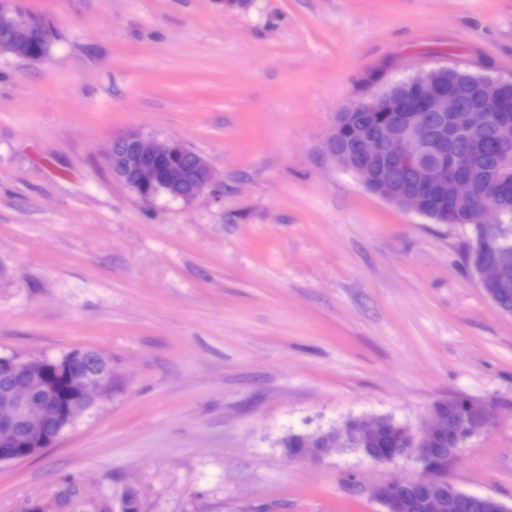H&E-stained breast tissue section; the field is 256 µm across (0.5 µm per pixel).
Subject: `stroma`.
I'll return each instance as SVG.
<instances>
[{"instance_id":"obj_1","label":"stroma","mask_w":512,"mask_h":512,"mask_svg":"<svg viewBox=\"0 0 512 512\" xmlns=\"http://www.w3.org/2000/svg\"><path fill=\"white\" fill-rule=\"evenodd\" d=\"M43 61L0 53V354L95 349L118 386L0 466V512H383L414 459L317 464L279 441L439 399L495 422L442 472L512 502V315L469 229L369 193L326 141L343 108L448 65L512 77V0H22ZM137 128L216 176L141 200L106 160Z\"/></svg>"}]
</instances>
